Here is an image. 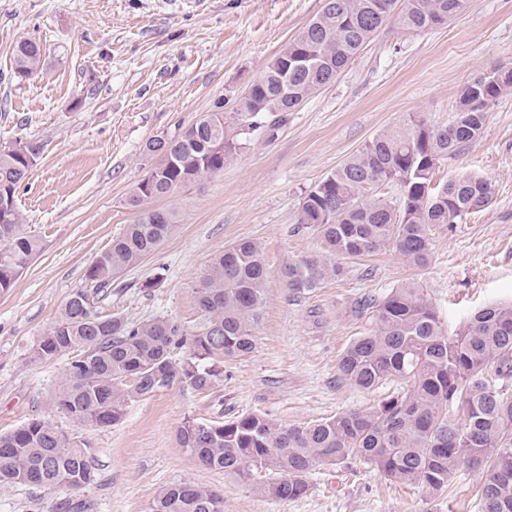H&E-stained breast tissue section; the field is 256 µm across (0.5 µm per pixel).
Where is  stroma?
Listing matches in <instances>:
<instances>
[{
	"mask_svg": "<svg viewBox=\"0 0 512 512\" xmlns=\"http://www.w3.org/2000/svg\"><path fill=\"white\" fill-rule=\"evenodd\" d=\"M325 0H0V149L36 141L42 151L17 193L39 252L0 294V433L32 416L91 446L96 480L81 491L0 485V512H65L77 499L93 512H150L166 485L189 480L224 493V512H480L481 474L464 469L432 495L392 483L362 461L318 466L306 495L259 496L222 471L199 466L178 440L189 418L260 414L301 425L375 405L389 383L361 390L338 361L370 328L357 306L405 281L425 288L447 335L475 309L512 302V93L487 114L481 138L440 162L435 180L488 178L489 205L435 230L426 267L383 250L342 260L341 276L297 296L284 266L319 252L298 228L304 195L380 132L417 117L450 123L461 88L490 67L512 66V0H470L442 27L414 34L386 28L336 79L289 113L274 134L254 135L222 172L155 200L175 210L177 231L113 283L98 309L133 321L168 316L199 330L195 291L212 259L246 239L264 252L268 300L254 350L224 361L212 394L173 386L129 402L107 428L78 426L53 397L66 357L30 351L58 317L90 264L136 218L128 204L150 162L145 143L173 135L210 111L232 108L263 66L323 8ZM40 43L42 67L14 65L20 39Z\"/></svg>",
	"mask_w": 512,
	"mask_h": 512,
	"instance_id": "1",
	"label": "stroma"
}]
</instances>
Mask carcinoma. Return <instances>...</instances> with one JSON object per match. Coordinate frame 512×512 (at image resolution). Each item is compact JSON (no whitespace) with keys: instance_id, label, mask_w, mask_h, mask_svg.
I'll list each match as a JSON object with an SVG mask.
<instances>
[{"instance_id":"1","label":"carcinoma","mask_w":512,"mask_h":512,"mask_svg":"<svg viewBox=\"0 0 512 512\" xmlns=\"http://www.w3.org/2000/svg\"><path fill=\"white\" fill-rule=\"evenodd\" d=\"M468 5L469 0H325L320 13L250 81L233 111H224L218 100L179 133L147 141L143 152L151 166L130 198L139 208L135 223L88 267L85 286L68 295L56 322L31 350L40 361L67 357L56 412L81 426L105 428L121 420L129 401L162 387L186 385L200 394L220 387L224 358L255 348L253 330L268 288L262 247L238 241L214 257L197 289L207 316L197 333L172 317L137 322L102 315L99 295L157 252L178 227L174 211L150 203L222 172L254 132L274 128L326 87L383 26L422 32ZM40 60L38 42L19 41L20 73H36ZM510 92L512 67L494 66L461 89L451 124L434 127L411 118L379 133L313 186L299 205L297 224L317 233L323 251L288 262L286 288L306 295L342 275L336 258L383 249L427 265L433 231L460 222L493 195L488 179L465 173L435 187V170L481 137L490 106ZM26 149V155L0 150L1 294L38 249L16 203L41 152L37 143ZM384 183L399 186V197L376 193ZM359 310L373 327L342 353L339 375L362 389L397 380L399 392L365 410L298 426L258 414L224 421L189 418L178 429L181 447L202 466L279 501L306 494L316 466L347 460L432 494L447 490L462 468H479L481 512H512V303L477 310L454 336L443 333L416 281L364 301ZM263 469L279 478L256 480L255 472ZM94 481L89 444L53 422L32 418L0 433V484L80 490ZM151 512H224V494L184 481L163 488Z\"/></svg>"}]
</instances>
